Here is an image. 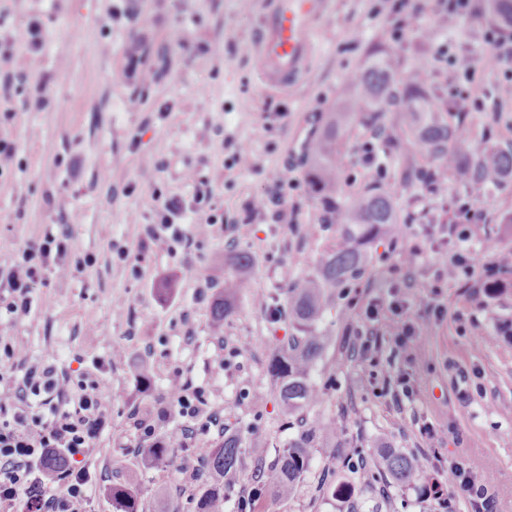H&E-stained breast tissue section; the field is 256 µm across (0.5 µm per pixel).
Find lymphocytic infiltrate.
Segmentation results:
<instances>
[{"label":"lymphocytic infiltrate","instance_id":"lymphocytic-infiltrate-1","mask_svg":"<svg viewBox=\"0 0 512 512\" xmlns=\"http://www.w3.org/2000/svg\"><path fill=\"white\" fill-rule=\"evenodd\" d=\"M68 239L65 233L46 234L42 243L29 246L10 264H0V280L9 292L4 299L8 313H29L31 295L45 273L67 275ZM434 260L441 276L452 282L479 262L477 254L468 250L439 249ZM482 265L485 277L493 278L512 265V252ZM410 311L406 300L369 301L365 316L370 326L361 338L362 351L378 347L386 332L406 338L419 335L422 324ZM169 396L182 419V434L214 426L217 416L206 410L199 388L177 381L171 384ZM107 419V399L99 380H72L58 373L49 359L25 365L21 383L13 387L1 372L0 512H7L22 497L28 512H88V477L80 459L87 456Z\"/></svg>","mask_w":512,"mask_h":512}]
</instances>
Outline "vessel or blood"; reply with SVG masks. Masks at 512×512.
Wrapping results in <instances>:
<instances>
[{
	"label": "vessel or blood",
	"instance_id": "vessel-or-blood-1",
	"mask_svg": "<svg viewBox=\"0 0 512 512\" xmlns=\"http://www.w3.org/2000/svg\"><path fill=\"white\" fill-rule=\"evenodd\" d=\"M329 0H273L254 42L258 70L271 85L293 83L316 51V23Z\"/></svg>",
	"mask_w": 512,
	"mask_h": 512
}]
</instances>
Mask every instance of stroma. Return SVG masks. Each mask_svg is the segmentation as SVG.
Wrapping results in <instances>:
<instances>
[{"label":"stroma","mask_w":512,"mask_h":512,"mask_svg":"<svg viewBox=\"0 0 512 512\" xmlns=\"http://www.w3.org/2000/svg\"><path fill=\"white\" fill-rule=\"evenodd\" d=\"M415 2L422 18L398 34V0H330L314 57L292 88L278 89L250 50L267 0H0V36L16 48L26 46L31 18L44 32L0 112V138L14 147L0 167V262L49 232H68L71 245L69 275L47 274L30 313L0 322V336L26 361L52 357L75 379L101 374L110 424L85 461L96 474L92 512H113L110 490L132 472L147 512H197L201 457L217 430L178 439L162 469L145 468L136 451V419L163 409L164 429H180L168 395L177 379L203 390L225 429L266 435L262 458L242 455L248 473L274 461L299 422L333 416L342 428L335 448L313 450L293 498L252 502L234 489L229 512H443L426 490L452 460L477 479L495 466L485 498L458 500L456 512H512V296L489 299L479 271L463 288L438 283L434 264L438 247L485 260L512 251V177L482 185L451 173L430 190L425 174L437 160L406 148L407 129L392 112L378 126L351 119L331 201L306 176L308 145L348 75L379 51L395 56L400 75L422 70L427 92L461 131L457 149L512 147V72L488 47L497 24L486 0H471L466 19L449 13L448 0ZM443 45L478 60L462 109L447 64L434 59ZM143 69L151 82L140 80ZM378 129L390 151L381 178L361 159ZM244 149L252 154L246 168L232 162ZM375 187L393 195L405 236L374 242L367 266L336 288L318 324L328 338L313 374L323 398L301 416L285 415L266 370L293 334L288 288L339 241L341 226L326 221L330 207ZM463 195L476 197L485 219L459 241L448 234V207ZM167 200L178 203L173 221L187 238L171 249L147 233ZM208 217L223 231L198 235ZM310 224L319 234H307ZM236 251L251 256L246 270L230 263ZM235 274L244 286L217 335L210 306ZM401 296L427 318L420 337L400 348L385 335L379 352L356 351L367 301ZM436 304L443 319L431 317ZM397 370L409 375L412 394L385 384ZM427 424L437 441L423 435ZM381 446L419 457L422 481L372 480Z\"/></svg>","instance_id":"obj_1"}]
</instances>
